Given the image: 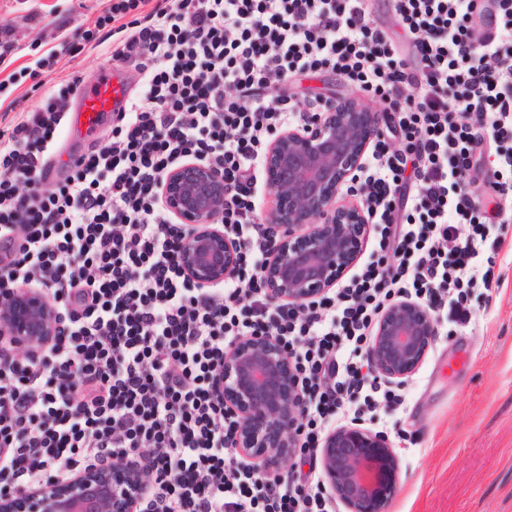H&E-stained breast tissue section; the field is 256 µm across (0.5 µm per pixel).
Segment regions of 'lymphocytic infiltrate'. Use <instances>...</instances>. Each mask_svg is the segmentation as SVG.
<instances>
[{"instance_id": "f902f5d3", "label": "lymphocytic infiltrate", "mask_w": 512, "mask_h": 512, "mask_svg": "<svg viewBox=\"0 0 512 512\" xmlns=\"http://www.w3.org/2000/svg\"><path fill=\"white\" fill-rule=\"evenodd\" d=\"M393 6L420 69L374 27L367 0H107L78 46L111 41L141 85L111 139L43 190L79 75L0 131V294L50 290L60 319L37 354L0 340V496L118 456L151 477L139 512H334L304 467L366 395L363 346L380 309L412 293L468 322L470 288L496 283L480 260L486 229L512 222V0H497L498 30L481 37L470 21L483 0ZM318 67L398 116L363 186L381 256L336 298L273 307L257 276L267 247L255 172L268 136L316 110L277 82ZM488 137L499 166L484 209L469 177ZM191 160L224 174V230L243 241L235 283L199 287L177 262L186 228L158 186ZM255 333L288 350L306 400L300 463L272 480L233 455L237 421L215 387L225 348Z\"/></svg>"}]
</instances>
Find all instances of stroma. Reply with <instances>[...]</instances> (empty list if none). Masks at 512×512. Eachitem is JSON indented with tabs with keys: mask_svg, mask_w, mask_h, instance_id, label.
<instances>
[{
	"mask_svg": "<svg viewBox=\"0 0 512 512\" xmlns=\"http://www.w3.org/2000/svg\"><path fill=\"white\" fill-rule=\"evenodd\" d=\"M101 7V0H0L12 67L34 64L48 48L63 49L64 36L92 27ZM107 70L134 73L102 46L64 57L43 87L8 85L0 93L18 99L9 114L14 120L73 73L90 84ZM279 92L304 102L363 90L325 68L290 75ZM482 259L499 277V288L471 289L468 323L441 312L423 363L402 386L379 383L376 403L361 419L363 427L387 434L397 456L388 512H512V223L491 226ZM388 390L395 399L385 398Z\"/></svg>",
	"mask_w": 512,
	"mask_h": 512,
	"instance_id": "stroma-1",
	"label": "stroma"
}]
</instances>
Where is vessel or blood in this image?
Returning a JSON list of instances; mask_svg holds the SVG:
<instances>
[{"instance_id":"vessel-or-blood-1","label":"vessel or blood","mask_w":512,"mask_h":512,"mask_svg":"<svg viewBox=\"0 0 512 512\" xmlns=\"http://www.w3.org/2000/svg\"><path fill=\"white\" fill-rule=\"evenodd\" d=\"M127 98L123 79L104 72L99 79L80 94L70 122L75 132L92 133L113 112L119 111Z\"/></svg>"}]
</instances>
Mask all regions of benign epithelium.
I'll return each instance as SVG.
<instances>
[{
    "instance_id": "benign-epithelium-1",
    "label": "benign epithelium",
    "mask_w": 512,
    "mask_h": 512,
    "mask_svg": "<svg viewBox=\"0 0 512 512\" xmlns=\"http://www.w3.org/2000/svg\"><path fill=\"white\" fill-rule=\"evenodd\" d=\"M381 134L380 113L362 98L331 101L305 126L283 127L267 143L262 162L275 205L266 216L275 235L258 276L270 304L303 307L325 298L354 266L368 218L346 200ZM165 209L191 228L178 263L202 288L239 275V242L224 232V177L188 161L159 185ZM58 314L40 288L0 295V335L24 352L55 335ZM436 318L424 305L402 299L379 315L365 352L375 378L401 384L424 361L436 336ZM224 408L238 419L234 450L260 474L294 460L305 403L292 357L268 334L240 336L216 371ZM323 484L347 512H387L398 479L397 457L386 435L358 423L327 433L316 449ZM146 473L125 459L88 468L50 488L32 486L0 496V512H137Z\"/></svg>"
}]
</instances>
